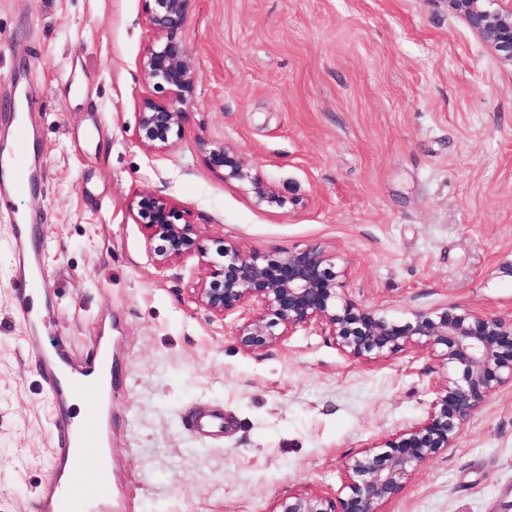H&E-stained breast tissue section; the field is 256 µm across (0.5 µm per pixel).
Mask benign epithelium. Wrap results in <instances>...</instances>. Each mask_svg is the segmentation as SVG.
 <instances>
[{
	"label": "benign epithelium",
	"mask_w": 512,
	"mask_h": 512,
	"mask_svg": "<svg viewBox=\"0 0 512 512\" xmlns=\"http://www.w3.org/2000/svg\"><path fill=\"white\" fill-rule=\"evenodd\" d=\"M146 2L152 38L139 67L143 82L161 96L141 100L137 142L148 152H164L181 136L194 101L196 71L183 38L192 0ZM448 8L463 16L498 57L512 62V0H448ZM204 148L209 165L224 170V181L247 186L255 206L283 208L289 203L232 146L212 142ZM131 211L147 228L146 251L155 266L202 259L206 273L194 288L197 304L222 317L243 310L236 340L245 353L314 326L353 359L374 362L419 350L438 354L448 366V381L433 390L421 421L346 462L344 495L290 494L270 512H385L383 507L421 466L454 447L463 427L497 390L512 386V319L455 305L398 319L346 296L347 269L337 267L318 246L277 256L219 240L209 252L197 225L153 194L136 196Z\"/></svg>",
	"instance_id": "benign-epithelium-1"
}]
</instances>
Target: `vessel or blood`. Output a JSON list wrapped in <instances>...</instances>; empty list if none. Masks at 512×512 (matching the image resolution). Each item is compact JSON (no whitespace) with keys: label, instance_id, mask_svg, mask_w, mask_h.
Instances as JSON below:
<instances>
[{"label":"vessel or blood","instance_id":"vessel-or-blood-1","mask_svg":"<svg viewBox=\"0 0 512 512\" xmlns=\"http://www.w3.org/2000/svg\"><path fill=\"white\" fill-rule=\"evenodd\" d=\"M11 246L16 258L15 304L25 317L27 331L36 336L42 333L46 318L32 302L41 282L40 251L35 243L34 225L15 223ZM112 361V339L108 336L100 338L96 353L89 360L73 359L63 351L39 356L42 378L59 416L53 430L51 476L39 492L38 512H70L88 449H100L101 474H108L112 466V405L91 394L92 389L111 383ZM82 396L87 399L89 418L100 424L97 436L86 435L66 416L71 402Z\"/></svg>","mask_w":512,"mask_h":512}]
</instances>
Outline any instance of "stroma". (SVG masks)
<instances>
[{
	"label": "stroma",
	"mask_w": 512,
	"mask_h": 512,
	"mask_svg": "<svg viewBox=\"0 0 512 512\" xmlns=\"http://www.w3.org/2000/svg\"><path fill=\"white\" fill-rule=\"evenodd\" d=\"M144 0H0V130L27 92L40 180L16 209L39 227L42 302L30 340L13 303L0 219V512H37L54 411L34 359L119 341L112 484L135 512H270L278 498L343 495L344 466L424 417L447 366L427 352L367 363L319 330L250 353L239 313L193 298L192 257L157 268L132 200L186 211L202 243L285 254L322 247L344 291L408 318L454 304L512 319V63L446 0H194L184 28L196 94L165 152L137 143L154 95L140 56ZM231 145L289 199L255 207L208 167ZM221 415L208 432L191 415ZM385 512H512V387Z\"/></svg>",
	"instance_id": "stroma-1"
}]
</instances>
